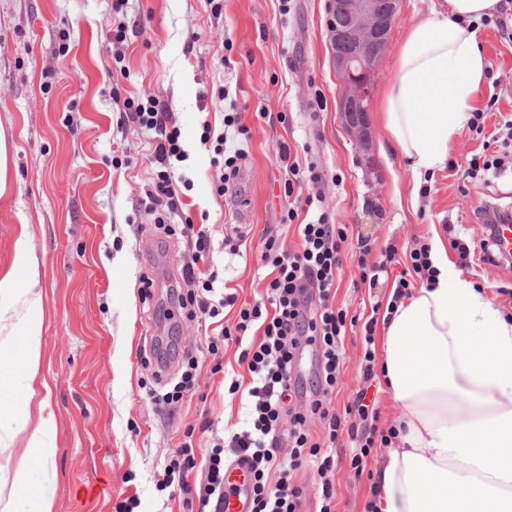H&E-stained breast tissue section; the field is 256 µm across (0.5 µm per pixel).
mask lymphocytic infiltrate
Returning a JSON list of instances; mask_svg holds the SVG:
<instances>
[{"label": "lymphocytic infiltrate", "mask_w": 512, "mask_h": 512, "mask_svg": "<svg viewBox=\"0 0 512 512\" xmlns=\"http://www.w3.org/2000/svg\"><path fill=\"white\" fill-rule=\"evenodd\" d=\"M123 112L128 122L156 133L153 155L159 170L149 199L152 211L165 216L177 206L173 165L187 157L180 134L168 129L164 109L154 97L125 99ZM244 132L237 113H225L224 130L216 137L211 159L220 169L217 193L228 192L237 176L241 151L236 138ZM279 159L285 170L284 193L295 203L287 218L295 221L298 211L303 210L309 219L298 223V251H286L276 241H266L261 260L269 268L271 280L265 298L241 306L234 329H222L209 341L208 351L213 355L226 341L241 344L239 362L251 375L250 420L248 427L232 433L229 441L217 440L207 448L201 462L206 468V484L198 495L202 512L223 501L227 490L224 472L231 458L245 465L250 476L249 512H302L303 490L295 485L294 478L306 466L318 477L319 512H336L331 475L336 467L332 449L337 441L346 436L353 443L349 467L358 477L364 473L372 448L392 442L390 435L378 429L376 409L367 403L365 392H358L341 415L329 401L343 370L342 347L347 332V314L333 307L330 298L342 271L343 246L350 231L347 225L333 221L320 194L300 195V187L321 182V174L303 172L290 146H281ZM215 281V276H203L194 265L187 266L183 275L185 291L177 296L179 308L211 319L220 316L235 299L218 291ZM255 329L261 332L259 339L248 340V333ZM305 346L315 347L318 352L319 385L311 399L293 383L291 375ZM314 416L324 427L319 441L308 430V421Z\"/></svg>", "instance_id": "f902f5d3"}]
</instances>
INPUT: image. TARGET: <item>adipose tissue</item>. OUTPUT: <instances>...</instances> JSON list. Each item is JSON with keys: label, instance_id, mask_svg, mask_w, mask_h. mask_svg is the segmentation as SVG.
I'll list each match as a JSON object with an SVG mask.
<instances>
[{"label": "adipose tissue", "instance_id": "adipose-tissue-1", "mask_svg": "<svg viewBox=\"0 0 512 512\" xmlns=\"http://www.w3.org/2000/svg\"><path fill=\"white\" fill-rule=\"evenodd\" d=\"M499 0H442L432 18L410 25L374 118L415 183L445 168L487 80L477 24ZM438 270L413 289L382 326L380 367L400 408L397 441L374 472L372 512H512V316L448 264L439 236L428 242ZM28 287L16 314L24 358L0 385L32 388L39 373L43 310L28 234L15 244ZM46 401L13 469L29 486L32 462L54 455Z\"/></svg>", "mask_w": 512, "mask_h": 512}]
</instances>
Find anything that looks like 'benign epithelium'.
<instances>
[{
  "label": "benign epithelium",
  "mask_w": 512,
  "mask_h": 512,
  "mask_svg": "<svg viewBox=\"0 0 512 512\" xmlns=\"http://www.w3.org/2000/svg\"><path fill=\"white\" fill-rule=\"evenodd\" d=\"M397 20V11L377 12L375 0H344V8L329 10L327 37L333 50V61L341 82L339 111L350 131L359 135L363 146H369L367 117L357 112L365 108L369 86L379 71L387 39ZM355 47L346 48L348 38Z\"/></svg>",
  "instance_id": "obj_1"
}]
</instances>
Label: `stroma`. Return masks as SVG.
I'll return each instance as SVG.
<instances>
[{
	"instance_id": "obj_1",
	"label": "stroma",
	"mask_w": 512,
	"mask_h": 512,
	"mask_svg": "<svg viewBox=\"0 0 512 512\" xmlns=\"http://www.w3.org/2000/svg\"><path fill=\"white\" fill-rule=\"evenodd\" d=\"M439 0H400L399 18L384 50L370 98L378 100L393 75L402 30L432 17ZM329 0H0V128L9 147L12 190L0 197V276L13 268L15 242L28 230L39 266L44 309L40 373L54 423L52 464H33L30 490L12 491L10 466L0 459V496H13L14 512H119L129 497L134 512H189L187 493L168 495L157 485L179 446L198 448L243 427L246 391L229 393L240 373V350L225 344L207 352L213 327L188 317L174 292L195 251L194 238L166 236L155 225L149 193L158 167L153 134L125 121L126 98L159 99L168 127L181 133L188 153L178 163L173 188L178 207L171 224L205 225L214 249L209 268L237 297L223 322L234 325L238 308L266 293L260 261L264 240L296 248L288 209L281 144L297 150L301 166L323 175L317 186L335 223L366 239L372 259L387 246L450 240L449 226L484 235L479 206L512 208V173L484 181L464 175L482 142L462 132L447 166L416 196L414 181L397 153H380L384 130L370 124L361 148L336 109L338 82L326 32ZM125 25L126 38L112 33ZM489 75L475 103L487 129L512 116V35L479 30ZM236 112L249 130L241 145L232 190L218 195L220 171L200 142L203 126L224 129ZM244 236L239 255L224 248ZM404 263L389 267L375 288L356 287V261L343 254L334 303L369 316L387 303ZM477 280L492 302L512 314V263L481 264ZM153 280L142 293L143 277ZM198 360L192 395L158 405L150 390L177 382L184 353ZM344 372L331 398L343 411L363 389L359 330L348 331ZM25 388L0 393V434L20 455L27 428L19 411ZM335 451L336 512H364L368 478H355Z\"/></svg>"
}]
</instances>
